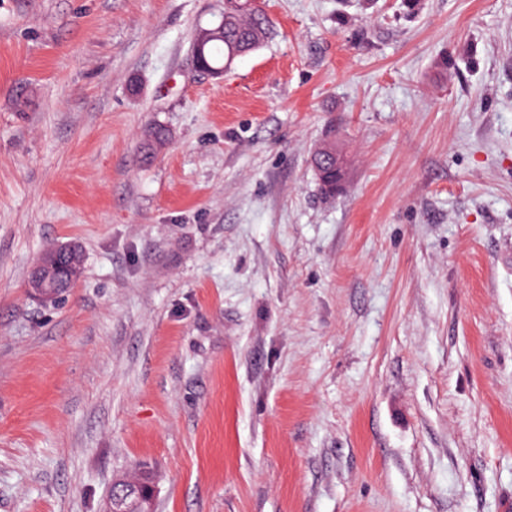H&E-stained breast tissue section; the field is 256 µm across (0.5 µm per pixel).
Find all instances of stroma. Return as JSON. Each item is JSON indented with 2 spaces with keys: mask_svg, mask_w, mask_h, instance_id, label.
Listing matches in <instances>:
<instances>
[{
  "mask_svg": "<svg viewBox=\"0 0 512 512\" xmlns=\"http://www.w3.org/2000/svg\"><path fill=\"white\" fill-rule=\"evenodd\" d=\"M400 3L261 0L216 79L224 0H0V512L141 462L155 512H512V0ZM233 14L224 23V33L210 39L204 49V55L210 67L204 62L203 45L211 37V30L200 29L193 40V56L196 66L202 72L220 77L224 68L232 64L239 56L255 51L263 45L270 31V22L264 12L255 10L260 7L258 0H236ZM224 67V68H222ZM73 245V249L70 252H68L67 256H60V248L52 246L42 253L40 259H42L46 263L47 268L49 270L52 269L53 264L56 263L57 261L66 262L73 270L76 282L82 273L83 253L78 245Z\"/></svg>",
  "mask_w": 512,
  "mask_h": 512,
  "instance_id": "obj_1",
  "label": "stroma"
}]
</instances>
